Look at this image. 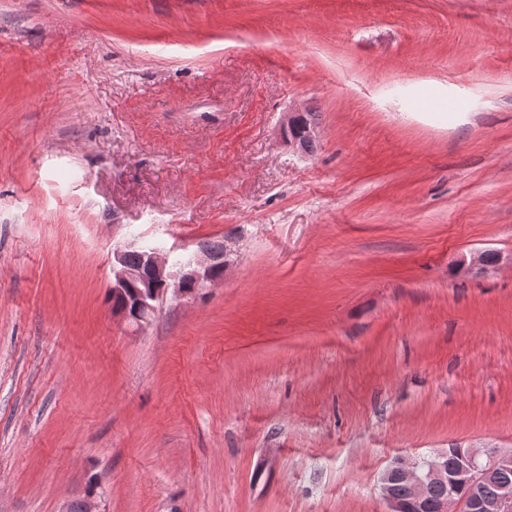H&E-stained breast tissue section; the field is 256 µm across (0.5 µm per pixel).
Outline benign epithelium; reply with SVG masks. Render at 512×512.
Wrapping results in <instances>:
<instances>
[{
    "instance_id": "benign-epithelium-1",
    "label": "benign epithelium",
    "mask_w": 512,
    "mask_h": 512,
    "mask_svg": "<svg viewBox=\"0 0 512 512\" xmlns=\"http://www.w3.org/2000/svg\"><path fill=\"white\" fill-rule=\"evenodd\" d=\"M319 137V126L313 122L306 126L303 137L290 138L288 143L299 153L305 152L306 140ZM201 258L189 262L179 271L167 270L168 261L155 250L141 255V264L127 263L126 252L117 250L112 260V286L114 297L123 298L135 287H140L134 311L121 309L115 314L137 328L150 322L158 302L169 288L185 296V288L191 284L203 288L214 281L215 268L225 265L224 255L200 250ZM512 468V454L499 455L487 452L483 455L473 449L458 453L456 465L448 469V453L422 457L407 462L397 461L381 475L379 491L388 506L387 512H406L407 506L395 496L393 486L406 483L412 491L413 507L419 508L427 490L439 487L444 490L438 512H512V486L497 482L498 474Z\"/></svg>"
}]
</instances>
